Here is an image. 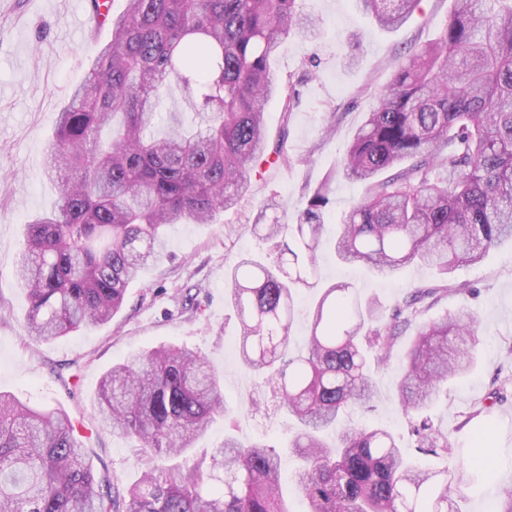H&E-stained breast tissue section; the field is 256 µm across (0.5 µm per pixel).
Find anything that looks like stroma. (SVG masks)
<instances>
[{
  "instance_id": "stroma-1",
  "label": "stroma",
  "mask_w": 512,
  "mask_h": 512,
  "mask_svg": "<svg viewBox=\"0 0 512 512\" xmlns=\"http://www.w3.org/2000/svg\"><path fill=\"white\" fill-rule=\"evenodd\" d=\"M452 5V0H422L402 27L385 31L357 9L355 0H301L300 10L320 19L321 36L312 41L295 35L281 43L272 65L284 88L264 110L268 142H285L287 163L260 166L248 194L237 208L225 211L222 223L169 226L166 251L130 284L126 303L111 322L34 346L24 331L26 293L14 278L23 226L58 199L57 186L43 175L56 114L69 89L84 79L90 56L110 30L84 22L73 0H0V391L32 406L65 410L94 471L129 484L139 479L145 463L132 443L98 429L100 379L132 354L164 343L187 345L216 368L227 414L215 417L194 448L166 460V467H191L228 434L245 445L264 441L282 457V491L290 512H306V501L290 481L297 461L288 453V421L262 378L240 362L238 318L225 279L241 256L272 255V243L248 230L262 223L264 204H274L281 223L293 224L324 184L330 202L322 213L326 243L318 255L319 285L298 291L300 314L290 337L291 353L306 348L307 315L322 288L350 283L361 298H378L390 309L411 288L436 280L435 269L417 265L392 276H373L338 262L330 241L344 212L364 193L362 184L339 172L356 128L377 106L405 48L436 38ZM450 278L474 284L477 295H449L423 318L437 320L460 307L470 309L478 320L477 363L469 376L449 382L447 398L427 415L453 446L485 448L498 463L496 471H488L475 456L462 462L418 448L395 394L400 357L377 372L372 410L355 411L350 421L390 430L422 466L452 470L463 463L474 468V481L457 504L460 512H486L488 502L512 491V244L501 245L478 264L458 266ZM189 291L201 303L198 312L181 305ZM499 378L508 382L506 401L489 421L474 419L473 411Z\"/></svg>"
}]
</instances>
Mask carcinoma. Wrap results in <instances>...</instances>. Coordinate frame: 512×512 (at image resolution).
<instances>
[{"mask_svg": "<svg viewBox=\"0 0 512 512\" xmlns=\"http://www.w3.org/2000/svg\"><path fill=\"white\" fill-rule=\"evenodd\" d=\"M91 2L112 38L58 111L44 170L59 201L25 224L16 269L36 343L109 322L163 254L166 227L215 224L238 204L269 153L264 106L281 88L270 58L288 36L316 28L298 0H125L119 13ZM356 2L395 30L421 0ZM172 78L186 120L158 111ZM340 172L365 195L340 225L336 257L378 275L427 265L439 279L388 315L346 285L323 289L307 349L291 356L296 288L317 272L322 185L297 223L250 225L279 252L271 263L243 256L230 271L240 356L268 376L295 422L289 448L308 512H459L453 494L471 484L466 468L413 465L391 432L344 427L341 416L370 407V364H387L399 326L414 323L398 400L420 448L458 452L420 413L473 370L477 320L467 309L419 317L450 293L471 292L448 283L457 266L512 240V0H453L438 38L407 50ZM506 398L501 384L473 416L490 417ZM222 410L217 372L191 348L162 345L112 366L97 392L101 426L151 464L124 486L95 474L66 412L0 391V512H288L280 455L264 443L243 447L227 435L186 471L158 464L193 447Z\"/></svg>", "mask_w": 512, "mask_h": 512, "instance_id": "1", "label": "carcinoma"}]
</instances>
